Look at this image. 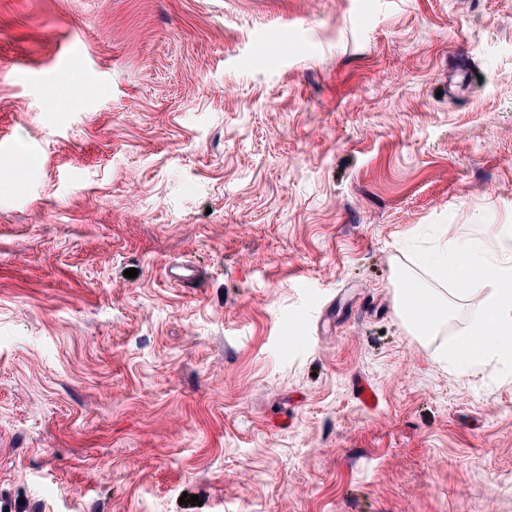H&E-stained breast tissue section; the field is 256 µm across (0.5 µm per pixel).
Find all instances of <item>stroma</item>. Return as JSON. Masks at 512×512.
Masks as SVG:
<instances>
[{"label":"stroma","mask_w":512,"mask_h":512,"mask_svg":"<svg viewBox=\"0 0 512 512\" xmlns=\"http://www.w3.org/2000/svg\"><path fill=\"white\" fill-rule=\"evenodd\" d=\"M9 147L0 512H512L480 294L393 286L512 224V0H0ZM395 308L411 333L435 336L448 324L456 304L448 298V288H433L421 275L398 269Z\"/></svg>","instance_id":"obj_1"}]
</instances>
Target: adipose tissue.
Masks as SVG:
<instances>
[{
    "instance_id": "adipose-tissue-1",
    "label": "adipose tissue",
    "mask_w": 512,
    "mask_h": 512,
    "mask_svg": "<svg viewBox=\"0 0 512 512\" xmlns=\"http://www.w3.org/2000/svg\"><path fill=\"white\" fill-rule=\"evenodd\" d=\"M418 265V273H397L395 308L405 328L417 336L438 335L456 308L448 282L470 278L482 301L443 362L479 368L512 359V225H486L468 243L440 235Z\"/></svg>"
}]
</instances>
